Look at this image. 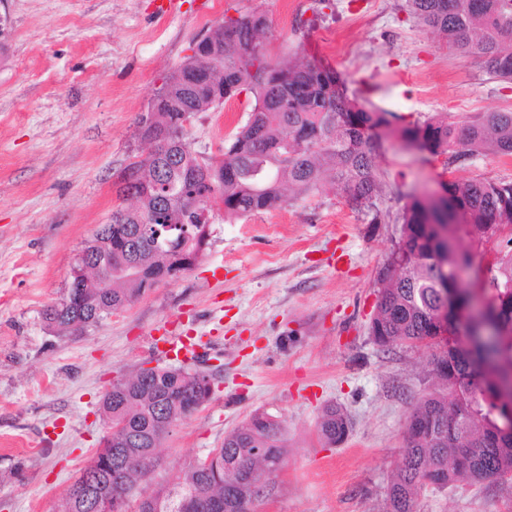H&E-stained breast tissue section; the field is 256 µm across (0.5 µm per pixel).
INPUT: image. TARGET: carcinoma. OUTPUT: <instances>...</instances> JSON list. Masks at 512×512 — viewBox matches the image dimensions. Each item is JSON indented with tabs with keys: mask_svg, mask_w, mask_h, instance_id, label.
I'll return each instance as SVG.
<instances>
[{
	"mask_svg": "<svg viewBox=\"0 0 512 512\" xmlns=\"http://www.w3.org/2000/svg\"><path fill=\"white\" fill-rule=\"evenodd\" d=\"M409 14L462 57L482 59L487 72L512 81V0H405ZM266 18L258 13L224 18L207 28L186 57L163 78L139 117L138 135L150 145L131 162L136 171L134 208L126 200V171L116 182L112 223L103 224L83 251L101 262L103 277L84 276L65 306L48 305L43 318L62 335L75 322L98 323L151 291L152 278L186 265L206 238L197 224L195 243L153 246L132 239L151 221L191 224V205L209 214L239 217L269 211L284 190L305 197L320 192L329 171L347 205L358 212L376 206L382 181L371 131L391 124L390 113L349 98L335 73L295 56L274 60L266 52ZM251 99L246 124L220 157L191 149L180 119L217 109L240 94ZM395 133L445 166H462L489 152L512 156V112H486L460 122H406ZM438 201L409 194L396 221L399 236L376 278V313L370 334L385 351L398 345L439 348L448 337V360L433 355L435 377L448 386L430 393L409 413L401 462L389 488V512H414L426 488L512 479V421L507 378L512 374V182L450 181ZM494 258L476 260L488 249ZM473 274L466 285L460 272ZM205 374L147 368L112 384L101 409L111 439L97 448L67 489L64 512H96L85 483L123 498L137 482L149 483L158 466L156 450L191 404L209 400ZM347 415L325 408L321 435L334 446L346 436ZM211 471L192 465L184 478L158 485L136 512H185L196 502L204 512H247L271 491L285 466L287 448L280 422L254 413L213 449Z\"/></svg>",
	"mask_w": 512,
	"mask_h": 512,
	"instance_id": "carcinoma-1",
	"label": "carcinoma"
}]
</instances>
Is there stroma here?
<instances>
[{"instance_id": "obj_1", "label": "stroma", "mask_w": 512, "mask_h": 512, "mask_svg": "<svg viewBox=\"0 0 512 512\" xmlns=\"http://www.w3.org/2000/svg\"><path fill=\"white\" fill-rule=\"evenodd\" d=\"M0 55V512H60L98 447L101 398L140 367L179 368L154 338L193 337L194 370L212 394L158 450L157 484L176 481L255 412L277 417L287 463L259 512H388L403 425L437 388L430 349L384 352L369 324L377 273L410 190L451 180L512 182V157L445 168L400 140L377 159L386 218L322 193L234 220L215 213L208 245L179 279L82 333L48 328L44 308L67 287L78 254L117 205L113 183L143 158L137 120L192 38L223 17L260 13L272 59L301 51L334 70L348 94L407 121L458 122L512 111V83L426 34L403 0H6ZM245 96L193 118L192 150L220 155L246 124ZM351 431L326 446L325 406ZM416 512H512V482L427 489Z\"/></svg>"}]
</instances>
